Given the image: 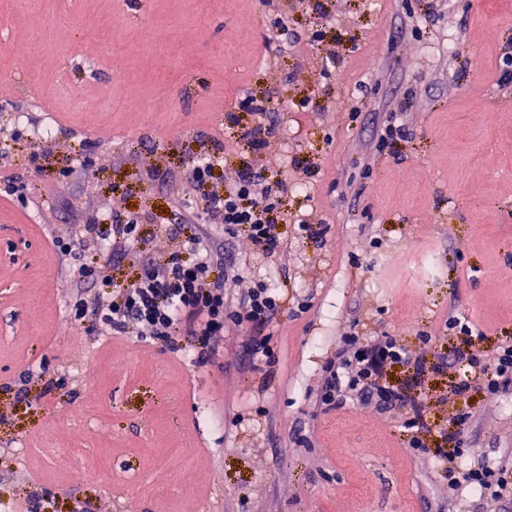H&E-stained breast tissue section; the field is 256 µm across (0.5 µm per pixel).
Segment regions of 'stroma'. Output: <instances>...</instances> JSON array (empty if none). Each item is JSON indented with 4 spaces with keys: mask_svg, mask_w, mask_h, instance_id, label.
<instances>
[{
    "mask_svg": "<svg viewBox=\"0 0 512 512\" xmlns=\"http://www.w3.org/2000/svg\"><path fill=\"white\" fill-rule=\"evenodd\" d=\"M280 15L304 51L278 48ZM0 16V165L28 186L0 196V512L25 494L32 512L76 498L93 512L444 504L434 460L405 449L402 412H323L317 389L352 331L428 361L457 345L451 316L484 329L475 354L512 337V0H0ZM248 95L271 98L277 128L256 150L240 138L250 116L225 119ZM395 120L406 137L378 154ZM251 152L288 176L286 251L266 261L215 225L208 244L285 295L266 329L276 366L248 371L237 327L202 363L71 321L75 284L52 240L137 214L142 262L165 260V226L202 221L183 193L191 159L217 157L230 182ZM297 218L325 226L323 243ZM463 377L453 363L426 376L427 421L471 413L468 448L497 461L512 450V390L459 396ZM49 380L67 414L54 426L38 401Z\"/></svg>",
    "mask_w": 512,
    "mask_h": 512,
    "instance_id": "35a3bbf8",
    "label": "stroma"
}]
</instances>
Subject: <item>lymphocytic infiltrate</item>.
<instances>
[{
	"instance_id": "f902f5d3",
	"label": "lymphocytic infiltrate",
	"mask_w": 512,
	"mask_h": 512,
	"mask_svg": "<svg viewBox=\"0 0 512 512\" xmlns=\"http://www.w3.org/2000/svg\"><path fill=\"white\" fill-rule=\"evenodd\" d=\"M270 110V100L249 95L241 100L237 112L227 113L226 119L235 125L239 112L253 115L243 137L256 149L275 131L266 122ZM216 166V160L197 159L184 173L187 186L199 194L207 216L225 234L245 236L255 255L279 257L284 250L279 227L288 221L281 204L287 180L268 176L244 160L237 180L223 187L215 181ZM138 229L133 218L116 214L111 223L85 225L80 237L61 246V254L73 260V275L79 281L95 279L102 264L116 255L138 270L131 281L113 284L111 290L93 298L76 295L69 310L71 320L83 321L86 310L91 309L110 334L149 339L172 353L189 350L201 360L219 350L221 336L233 325L245 330L244 351L251 371L261 372L275 364L277 354L270 337L263 334L284 304L275 289L260 281L242 297L228 295L227 283L242 279L245 267L223 261L221 254L213 252L199 225L190 233L181 224L169 227L167 234L176 240L175 249L163 263L142 267L136 256ZM445 326L459 334L460 344L453 356H440L430 366L423 358L412 356L395 337L363 341L352 333L341 336L333 358L322 369L317 395L320 406L331 410L350 402L369 401L383 411L404 409L401 428L409 453L428 455L425 436L429 427L423 406L427 370L442 371L452 360L465 364L469 373L456 386L460 394L474 389L494 394L512 385L511 342H503L481 357L472 350L474 339L483 335L481 329L458 316L446 319ZM394 365L412 368L407 382L394 385L388 381L385 373ZM468 419V414H455L449 427L439 430L446 449L439 454L442 465L437 475L448 482V512H457L459 495L466 489L512 497V456L494 465L480 459L461 466L465 454L462 434Z\"/></svg>"
}]
</instances>
